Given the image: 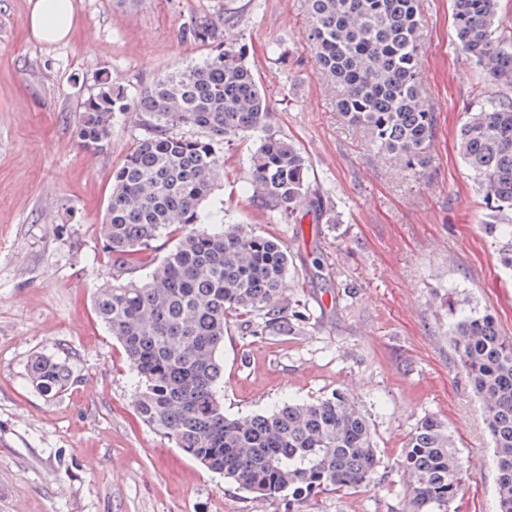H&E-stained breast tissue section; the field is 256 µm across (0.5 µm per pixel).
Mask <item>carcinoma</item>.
I'll return each mask as SVG.
<instances>
[{"label": "carcinoma", "mask_w": 512, "mask_h": 512, "mask_svg": "<svg viewBox=\"0 0 512 512\" xmlns=\"http://www.w3.org/2000/svg\"><path fill=\"white\" fill-rule=\"evenodd\" d=\"M419 0H307L308 43L338 92V108L362 128L374 150L411 176L431 162L436 118L419 69ZM461 49L494 81L512 87V35L496 25L498 0H453ZM188 35L216 45L204 61L158 78L131 95L106 76L81 103L78 136L89 151L110 143L112 120L131 109L153 128L112 174L101 234L131 277L101 289L95 311L125 349L137 377V413L176 447L244 489L286 497L307 512L319 496L373 482L380 466L376 430L343 391L285 403L262 414L224 413L220 351L235 314L246 335L295 334L305 305L282 302L289 258L283 244L249 224L217 229L201 209L224 157L217 142L258 137L250 155L253 196L283 224H298L314 205L309 165L299 148L270 132L271 113L241 47L224 46L219 22L195 21ZM200 128L205 139L176 129ZM457 149L493 216L512 212V100L486 101L457 131ZM506 240L512 224H487ZM179 232L157 256L154 243ZM451 320L457 366L481 400L493 442L497 512H512V338L489 311H465L435 295ZM261 322L255 324L252 317ZM35 386L56 395L70 385L49 355L30 364ZM409 512H448L464 467L447 426L419 421L400 463Z\"/></svg>", "instance_id": "carcinoma-1"}]
</instances>
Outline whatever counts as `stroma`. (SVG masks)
<instances>
[{
	"mask_svg": "<svg viewBox=\"0 0 512 512\" xmlns=\"http://www.w3.org/2000/svg\"><path fill=\"white\" fill-rule=\"evenodd\" d=\"M74 29L47 44L28 30L29 0H0V512H288L185 455L136 413V378L94 299L118 282L100 233L112 173L151 135L140 115L112 122L106 150H84L77 104L99 75L135 91L202 61L191 21L222 20L264 90L273 132L310 164L309 211L280 224L250 199L253 140L221 147L224 171L204 204L222 224L281 240L286 300L311 312L302 332L249 336L230 317L224 411L246 416L341 390L369 418L381 464L366 487L318 498L313 512H407L398 461L420 419L448 426L467 470L449 512H496L493 444L457 368L434 294L488 309L512 336V270L485 231L490 209L456 146L465 112L512 98L462 51L452 0H420V66L435 112L433 163L412 178L377 155L336 108L306 34V0H73ZM48 354L72 384L30 380ZM102 465L90 469L89 463Z\"/></svg>",
	"mask_w": 512,
	"mask_h": 512,
	"instance_id": "stroma-1",
	"label": "stroma"
}]
</instances>
